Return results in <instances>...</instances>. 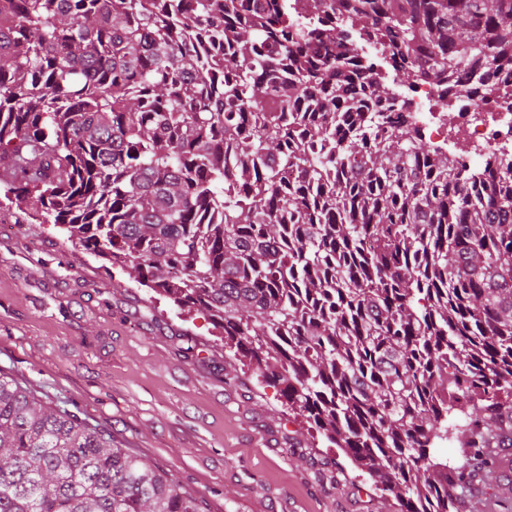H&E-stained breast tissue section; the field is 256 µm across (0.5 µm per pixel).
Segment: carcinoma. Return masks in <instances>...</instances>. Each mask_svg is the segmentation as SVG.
I'll return each mask as SVG.
<instances>
[{
    "label": "carcinoma",
    "instance_id": "cac0c4a2",
    "mask_svg": "<svg viewBox=\"0 0 512 512\" xmlns=\"http://www.w3.org/2000/svg\"><path fill=\"white\" fill-rule=\"evenodd\" d=\"M0 0V224L62 225L224 331L397 498L457 512L512 448V159L469 172L357 40L417 75L512 63V0ZM462 408L470 463H435ZM0 512H203L0 372Z\"/></svg>",
    "mask_w": 512,
    "mask_h": 512
}]
</instances>
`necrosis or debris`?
I'll list each match as a JSON object with an SVG mask.
<instances>
[{
    "instance_id": "1",
    "label": "necrosis or debris",
    "mask_w": 512,
    "mask_h": 512,
    "mask_svg": "<svg viewBox=\"0 0 512 512\" xmlns=\"http://www.w3.org/2000/svg\"><path fill=\"white\" fill-rule=\"evenodd\" d=\"M407 89L404 113L433 146L472 166L493 154L512 157V67L466 93L428 77L409 82ZM443 94L444 112L438 109Z\"/></svg>"
}]
</instances>
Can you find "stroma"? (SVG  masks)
Wrapping results in <instances>:
<instances>
[{
	"mask_svg": "<svg viewBox=\"0 0 512 512\" xmlns=\"http://www.w3.org/2000/svg\"><path fill=\"white\" fill-rule=\"evenodd\" d=\"M0 371L110 431L206 512H398L249 362L225 380L224 337L207 316L55 225L0 229Z\"/></svg>",
	"mask_w": 512,
	"mask_h": 512,
	"instance_id": "obj_1",
	"label": "stroma"
}]
</instances>
